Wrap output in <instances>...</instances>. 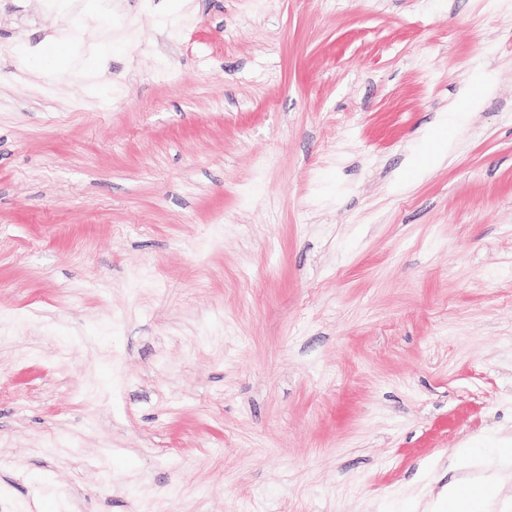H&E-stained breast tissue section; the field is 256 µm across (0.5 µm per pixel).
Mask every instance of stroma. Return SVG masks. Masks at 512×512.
<instances>
[{
	"label": "stroma",
	"instance_id": "35a3bbf8",
	"mask_svg": "<svg viewBox=\"0 0 512 512\" xmlns=\"http://www.w3.org/2000/svg\"><path fill=\"white\" fill-rule=\"evenodd\" d=\"M500 448L512 0H0V512H512ZM433 142V148L426 156L413 158L410 161L409 171L412 177H420L428 169L430 164L448 148V140L445 136L434 137ZM494 484L478 487L453 484L448 486V512H482L493 498Z\"/></svg>",
	"mask_w": 512,
	"mask_h": 512
}]
</instances>
